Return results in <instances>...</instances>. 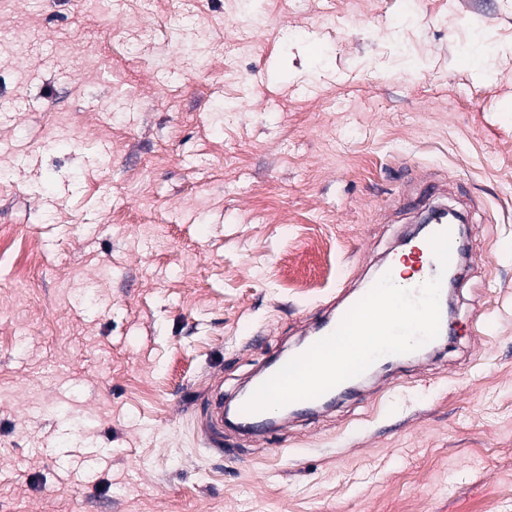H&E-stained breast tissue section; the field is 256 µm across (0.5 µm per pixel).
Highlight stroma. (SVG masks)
<instances>
[{
    "instance_id": "stroma-1",
    "label": "stroma",
    "mask_w": 512,
    "mask_h": 512,
    "mask_svg": "<svg viewBox=\"0 0 512 512\" xmlns=\"http://www.w3.org/2000/svg\"><path fill=\"white\" fill-rule=\"evenodd\" d=\"M433 180L449 336L209 441ZM0 226V512H512V0H0Z\"/></svg>"
}]
</instances>
